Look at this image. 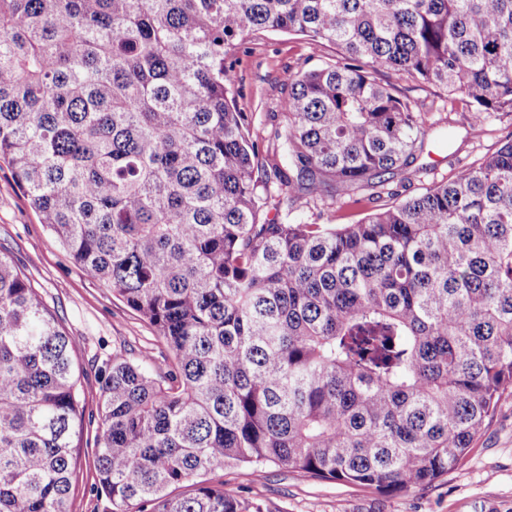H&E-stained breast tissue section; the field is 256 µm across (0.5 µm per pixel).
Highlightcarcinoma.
I'll return each instance as SVG.
<instances>
[{
  "mask_svg": "<svg viewBox=\"0 0 512 512\" xmlns=\"http://www.w3.org/2000/svg\"><path fill=\"white\" fill-rule=\"evenodd\" d=\"M256 28L343 54L288 74L269 171L226 63ZM381 70L460 96L484 133L512 113V0H0V160L170 350L105 371L112 512H250L196 480L240 464L409 492L512 387V139L356 224L264 215L284 186L296 209L414 161L420 112ZM76 351L0 255V512H69Z\"/></svg>",
  "mask_w": 512,
  "mask_h": 512,
  "instance_id": "obj_1",
  "label": "carcinoma"
}]
</instances>
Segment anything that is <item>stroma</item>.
<instances>
[{
  "instance_id": "stroma-1",
  "label": "stroma",
  "mask_w": 512,
  "mask_h": 512,
  "mask_svg": "<svg viewBox=\"0 0 512 512\" xmlns=\"http://www.w3.org/2000/svg\"><path fill=\"white\" fill-rule=\"evenodd\" d=\"M335 46L308 37L269 30L251 32L227 62L236 72L234 96L239 111L252 119V135L260 147L271 146L290 88L285 73L333 64ZM380 82L396 85L414 101L427 136L423 151L389 179L392 195L376 188L357 189V203L325 199L310 208L269 210L306 224H354L375 212L392 196L406 198L447 181L458 170L494 153L512 136V113L489 117L482 137L470 131L471 114L460 100L431 84L379 72ZM0 253L31 281L44 304L77 341L76 365L89 421L76 442V469L70 512H112L101 490L95 464V429L104 371L117 347L131 359L157 361L169 350L140 316L111 289L91 280L57 244L0 162ZM204 483L244 500L255 512H512V388L506 390L492 416L474 437L456 466L429 485L407 493H381L374 488L315 479L275 465L261 477L249 468H218L202 476Z\"/></svg>"
}]
</instances>
